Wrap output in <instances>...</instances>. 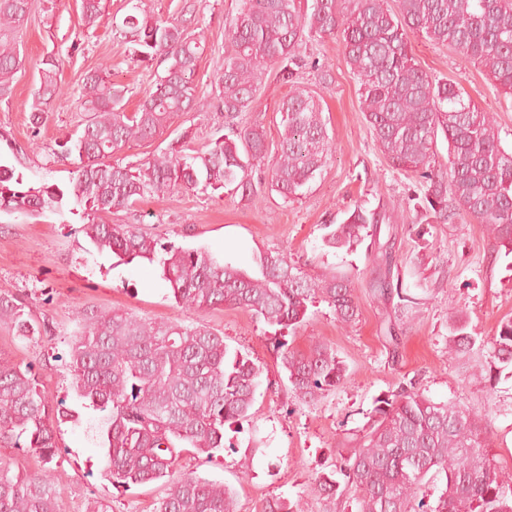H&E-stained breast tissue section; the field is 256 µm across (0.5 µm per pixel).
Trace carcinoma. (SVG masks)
Returning <instances> with one entry per match:
<instances>
[{
    "label": "carcinoma",
    "instance_id": "carcinoma-1",
    "mask_svg": "<svg viewBox=\"0 0 512 512\" xmlns=\"http://www.w3.org/2000/svg\"><path fill=\"white\" fill-rule=\"evenodd\" d=\"M101 0H82V20L96 25ZM29 0H0V100L11 96L19 58L5 32L23 22ZM134 37L139 61H168L154 90L135 112L125 109L127 90L106 72H87L82 99L89 119L58 143L57 157L73 165L72 186L24 185L22 175L0 164V210L56 212L73 200L85 206L86 236L100 251L123 263L158 265L178 304L200 311L235 307L271 327L295 329L320 299L336 319L359 317L351 281L333 275L312 281L280 252L258 256L260 276L218 261L203 248L158 246L127 224L104 217L146 197L172 191H231L258 196L253 162L265 159L269 142L259 126L235 127L193 154L174 147L137 164L112 161L133 142L161 133L174 116L198 108L228 119L252 108L266 71L294 83L301 69L320 70L301 48L313 37L340 35L359 83L365 120L380 152L395 169L421 180L418 203L440 221L465 214L486 226L512 253V148L502 145L492 113L480 109L455 84L429 76L415 62L409 34L459 52L512 98V0H240L225 30L229 49L213 75L216 94L196 95L194 74L203 37L178 22L123 20ZM59 58L41 61L33 91L32 128H39L60 95ZM323 97L297 89L283 100L282 131L273 158L271 189L291 201L305 194L328 161L332 144L323 117ZM448 144V171L435 168L438 139ZM391 215L355 207L325 243L351 248ZM70 343L73 387L88 406L104 413L102 478L114 487L160 481L186 454L209 459L224 450V428L248 418L263 368L224 337L198 326L157 322L129 313L80 311ZM0 322L30 339L39 326L28 304L0 294ZM488 346L493 364L512 367V317L500 321L489 340L448 318V353L460 356L476 343ZM281 365L295 395L314 402L347 377L331 347L318 343L300 353L281 342ZM70 411L46 400L32 367L0 362V440L40 459V472L10 473L0 464V512H62L55 471L59 454L53 421ZM443 480L433 503L426 500L429 472ZM314 492L334 512L341 497L356 512H512V478L490 460L475 417L452 403L436 402L411 383L375 401L356 446L339 455L335 468L314 480ZM155 512H238L222 482L184 476L168 482Z\"/></svg>",
    "mask_w": 512,
    "mask_h": 512
}]
</instances>
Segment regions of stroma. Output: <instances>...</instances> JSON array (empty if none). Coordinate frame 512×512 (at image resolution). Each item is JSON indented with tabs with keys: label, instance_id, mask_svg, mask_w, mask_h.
Instances as JSON below:
<instances>
[{
	"label": "stroma",
	"instance_id": "1",
	"mask_svg": "<svg viewBox=\"0 0 512 512\" xmlns=\"http://www.w3.org/2000/svg\"><path fill=\"white\" fill-rule=\"evenodd\" d=\"M30 3L28 17L13 34L22 65L11 97L0 100V163L14 167L32 187L71 181L72 165L57 158L55 150L83 117L80 86L88 70L108 69L112 81L126 87L130 112L153 88L156 70L133 56L131 37L122 26L127 15L150 22L183 19L189 33L204 36L195 85L198 96L211 98L213 74L224 59V32L239 6L238 0H103L96 28L87 31L80 0ZM412 45L429 75L455 83L481 108L496 113L502 143L511 147L512 104L492 81L453 49L418 38ZM303 52L321 67L303 69L298 82L322 94L332 140V156L305 195L287 202L269 190L254 200L179 191L114 210L107 220L146 231L165 244L207 249L253 275L257 256L266 251L284 253L315 280L348 275L360 308L356 322H338L323 301L310 307L301 327L282 333L243 309L182 307L157 265L144 260L115 264L111 254L89 242L83 206L40 215L0 211V293L26 300L34 319L47 329L29 341L0 323V358L32 365L48 402L66 403L74 412L73 419L55 426L60 452L52 467L60 478L64 512H92L98 503L108 505V512H154L165 491L161 481L125 489L101 477L103 415L77 397L69 367L70 342L78 329L75 312L84 308L204 326L262 366L252 415L240 427L225 429V450L209 461L183 459L178 467L182 473L224 482L236 492L240 512H261L273 497L288 499L300 512H324L312 492L315 478L333 469L338 453L350 451L376 399L409 383L434 401L470 409L479 419L490 458L512 474V371L492 366L481 345L460 358L448 353L449 314L463 316L483 338L494 336L501 319L512 315V253L469 216L442 223L416 207L423 187L418 178L394 169L379 151L340 37L311 40ZM51 54L61 59L63 95L35 130L28 120L32 92L39 63ZM324 69L332 78L327 88L320 78ZM289 90L275 71H268L252 109L231 123L262 126L268 141L277 143L279 108ZM231 123L213 110L186 112L161 137L126 145L115 158L136 164L180 139L198 149L226 133ZM359 205L394 212L395 221L354 250L327 246L330 226ZM383 244L392 249V284L417 300L407 318L394 326L389 323L393 301L379 300L370 290ZM392 329L399 345L388 339ZM280 339L298 352L317 342L330 346L348 368L346 380L318 401L299 400L281 368Z\"/></svg>",
	"mask_w": 512,
	"mask_h": 512
}]
</instances>
